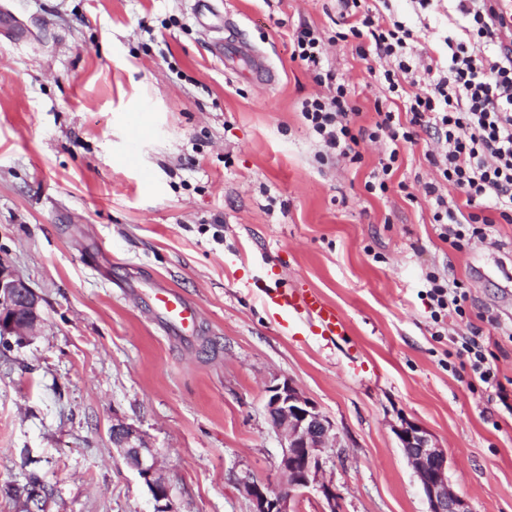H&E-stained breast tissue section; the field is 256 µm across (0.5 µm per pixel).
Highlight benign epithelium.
I'll use <instances>...</instances> for the list:
<instances>
[{"label": "benign epithelium", "instance_id": "1", "mask_svg": "<svg viewBox=\"0 0 512 512\" xmlns=\"http://www.w3.org/2000/svg\"><path fill=\"white\" fill-rule=\"evenodd\" d=\"M41 321V298L28 283L0 264V338L8 341L13 337L21 344L26 340L25 331ZM265 411L281 438L279 470L285 481L278 487L258 480L248 483L252 512H295L291 503L309 489L322 493L331 503L330 512H340L336 509V491L320 479L322 452L333 431L332 423L287 379L266 387ZM396 435L414 467L428 512H470L466 501L450 488L447 454L433 442L431 434L406 422ZM112 444L149 489L153 512H175L156 454L145 445L138 429L123 423L112 426Z\"/></svg>", "mask_w": 512, "mask_h": 512}]
</instances>
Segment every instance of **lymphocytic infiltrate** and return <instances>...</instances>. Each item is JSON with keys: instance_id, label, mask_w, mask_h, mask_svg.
<instances>
[{"instance_id": "1", "label": "lymphocytic infiltrate", "mask_w": 512, "mask_h": 512, "mask_svg": "<svg viewBox=\"0 0 512 512\" xmlns=\"http://www.w3.org/2000/svg\"><path fill=\"white\" fill-rule=\"evenodd\" d=\"M462 20L461 33L447 37L448 60L439 64L418 53L419 31L394 16L370 13L360 0H341L345 25L341 39H354L360 58L380 62L374 77L392 100L376 108L368 125L358 124L360 108L345 82L324 67V42L317 29L302 26L292 38V59L311 71L326 94L304 99L300 114L325 156L355 165L361 143L387 144L378 167L365 183L382 196L399 168L401 151L430 135L428 151L438 179L425 183L432 221L442 241L472 237L496 246L495 224L512 223V58L503 55L501 37L485 0H452ZM487 210L475 214V207ZM426 294L434 317L463 313L468 294L457 278L426 272Z\"/></svg>"}]
</instances>
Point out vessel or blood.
<instances>
[{
    "mask_svg": "<svg viewBox=\"0 0 512 512\" xmlns=\"http://www.w3.org/2000/svg\"><path fill=\"white\" fill-rule=\"evenodd\" d=\"M495 18L501 23L502 49L512 51V0H489ZM265 302L278 313L311 319L321 336H343L349 329L345 315L318 292L278 288L264 292ZM162 319L176 328H186L196 321V309L181 295L157 289L152 297Z\"/></svg>",
    "mask_w": 512,
    "mask_h": 512,
    "instance_id": "obj_1",
    "label": "vessel or blood"
}]
</instances>
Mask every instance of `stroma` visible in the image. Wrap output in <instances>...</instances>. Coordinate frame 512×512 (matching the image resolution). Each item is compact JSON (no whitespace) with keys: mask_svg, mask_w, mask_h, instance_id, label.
I'll return each instance as SVG.
<instances>
[{"mask_svg":"<svg viewBox=\"0 0 512 512\" xmlns=\"http://www.w3.org/2000/svg\"><path fill=\"white\" fill-rule=\"evenodd\" d=\"M210 2L202 21L198 0H0L27 31L0 34V264L42 315L0 347V512H22L7 489L33 473L52 491L45 512H153L112 445L118 423L154 448L176 512H252L246 482L283 481L265 388L285 378L334 425L322 479L342 512H427L395 434L405 420L445 449L471 512H512V224L495 249L439 239L425 136L381 199L364 182L383 142L354 166L320 161L299 104L327 88L292 59L293 29L319 30L360 124L384 97L336 38L338 0ZM361 7L426 24L420 52L458 24L448 0ZM260 61L274 85L256 80ZM432 267L468 293L439 324ZM259 279L318 291L347 334L279 326ZM158 284L197 303L198 332L157 320ZM476 329L508 399L458 354Z\"/></svg>","mask_w":512,"mask_h":512,"instance_id":"35a3bbf8","label":"stroma"}]
</instances>
